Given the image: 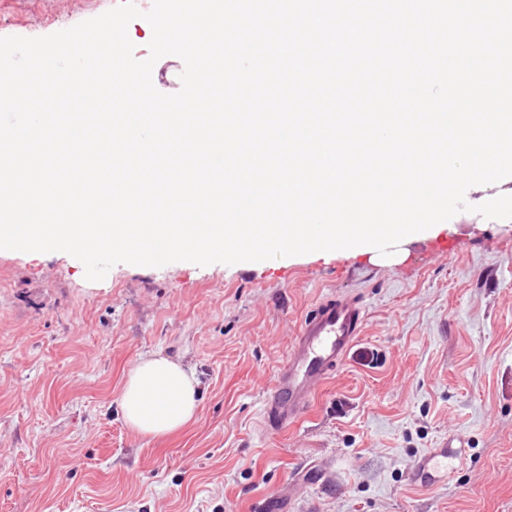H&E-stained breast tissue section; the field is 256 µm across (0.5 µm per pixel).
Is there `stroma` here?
<instances>
[{
	"mask_svg": "<svg viewBox=\"0 0 512 512\" xmlns=\"http://www.w3.org/2000/svg\"><path fill=\"white\" fill-rule=\"evenodd\" d=\"M121 0H0V37H42ZM453 237L456 251L432 241ZM360 294L359 341L298 425L266 432L261 401L301 317ZM199 381L195 420L143 437L119 398L143 354ZM468 462L433 487L412 463L455 433ZM512 512V218L462 212L401 246L199 266L114 265L0 251V512Z\"/></svg>",
	"mask_w": 512,
	"mask_h": 512,
	"instance_id": "stroma-1",
	"label": "stroma"
}]
</instances>
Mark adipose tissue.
<instances>
[{"instance_id":"adipose-tissue-1","label":"adipose tissue","mask_w":512,"mask_h":512,"mask_svg":"<svg viewBox=\"0 0 512 512\" xmlns=\"http://www.w3.org/2000/svg\"><path fill=\"white\" fill-rule=\"evenodd\" d=\"M197 380L159 352L146 353L131 369L120 396L127 426L145 437L177 433L196 417Z\"/></svg>"}]
</instances>
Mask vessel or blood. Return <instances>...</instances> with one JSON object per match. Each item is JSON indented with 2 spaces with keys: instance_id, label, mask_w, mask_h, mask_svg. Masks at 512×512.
I'll use <instances>...</instances> for the list:
<instances>
[{
  "instance_id": "1",
  "label": "vessel or blood",
  "mask_w": 512,
  "mask_h": 512,
  "mask_svg": "<svg viewBox=\"0 0 512 512\" xmlns=\"http://www.w3.org/2000/svg\"><path fill=\"white\" fill-rule=\"evenodd\" d=\"M366 308L359 295L332 293L299 322L287 359L274 370L262 399L266 431H283L308 412L315 395L357 342ZM467 440L454 436L424 453L409 470L410 479L431 486L442 473L466 465Z\"/></svg>"
}]
</instances>
